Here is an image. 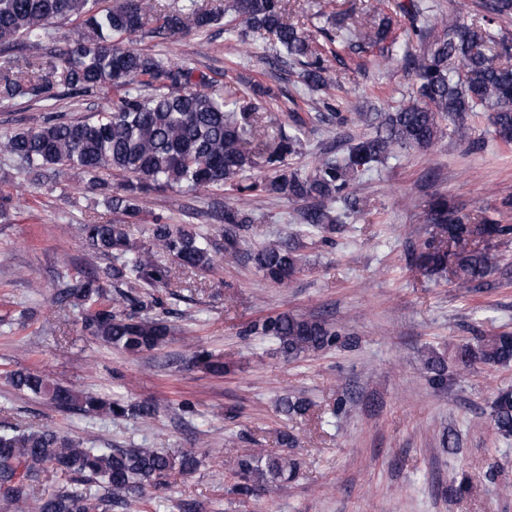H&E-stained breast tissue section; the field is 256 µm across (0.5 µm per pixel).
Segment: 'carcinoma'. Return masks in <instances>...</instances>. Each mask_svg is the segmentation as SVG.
Wrapping results in <instances>:
<instances>
[{"mask_svg": "<svg viewBox=\"0 0 512 512\" xmlns=\"http://www.w3.org/2000/svg\"><path fill=\"white\" fill-rule=\"evenodd\" d=\"M0 0V45L25 43L28 54L18 60L0 58V101L40 103L54 98L53 88L64 85L86 95L110 89L109 111L95 120L72 121L51 115L31 128L0 135V160L15 164L34 185L50 187L66 170L88 178V188L100 195L113 212L135 218L142 212V195L157 188L222 190L229 186L240 196H274L300 200L305 206L296 220L315 230L332 233L339 223L336 205L356 208V186L374 165L398 149H426L443 134V122L459 138L468 136V120L492 112L494 138L512 146V45L486 26L512 20V0H480L485 25L462 23L429 13L421 0L397 5L409 20L404 35L420 45L405 55L415 77L407 103L390 112H360L358 120L374 132L350 141L339 158H321L314 171L303 175L288 167V157L302 147V132L314 123L343 125L341 112H289L294 134L278 129L261 148H250L263 122L265 101L252 87L233 96V110L224 111L222 86L194 75L186 61L173 62L160 54L130 48L133 34L165 44L178 34L204 33L220 23L224 10L200 0H185L178 10L160 8V0ZM371 10L382 15L377 27L357 35L339 26L340 51L388 54L398 44L394 19L379 0ZM232 33H259L275 50L274 67H299L301 84L309 92L331 81L324 48L310 34L285 19L284 0H237ZM60 20L75 23L64 45L49 49L45 40ZM270 169L272 177L254 175ZM223 221L225 254L236 257L237 231L253 223L252 212L226 207ZM427 223L433 236L416 256L426 272L449 275V282L468 291L476 288L499 261L492 244L512 236V224L494 217L463 215L443 194L428 202ZM79 232L102 265L64 288L58 298L85 313L84 330L102 344L130 356L164 346L170 326L161 318L137 316L140 290L169 288L171 267L210 271L220 248L208 230L168 224L157 218L149 227L154 251L128 237L122 224H81ZM251 259L263 277L283 284L301 270L299 245L293 241L268 244ZM115 286L116 296L107 288ZM248 335L273 336L290 358L319 352L336 341L338 333L319 318L281 314L256 321ZM455 364L468 369L477 363L512 365V331L500 330L460 344ZM191 363L212 374L224 373V362L212 352L194 347ZM424 368L430 381L445 386L450 377L445 357L430 352ZM13 389L42 399L63 411L110 420H148L158 413L151 403H132L65 386L41 369L24 368L8 375ZM492 421L502 437L512 438V388L497 393L491 403ZM309 402L286 398L282 411L303 416ZM202 458L194 448L177 454L154 448H95L45 428H0V508L4 512H114L131 499L150 506L147 489L177 469L191 474ZM297 464L279 455L247 453L235 473L234 490L244 496L283 490L294 479ZM55 485L48 492L45 486Z\"/></svg>", "mask_w": 512, "mask_h": 512, "instance_id": "cac0c4a2", "label": "carcinoma"}]
</instances>
